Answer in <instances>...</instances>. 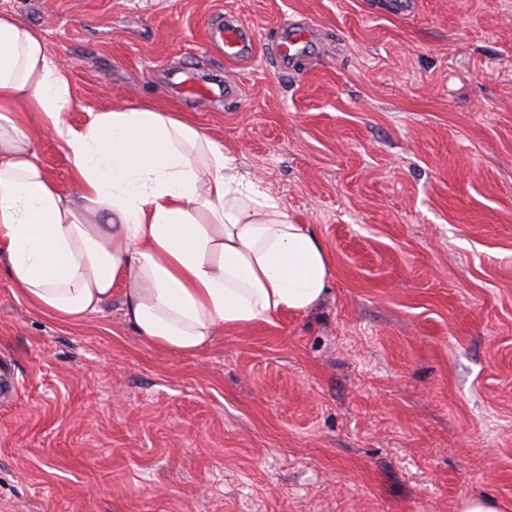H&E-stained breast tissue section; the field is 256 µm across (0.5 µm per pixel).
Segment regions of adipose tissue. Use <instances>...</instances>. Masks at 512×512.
I'll return each mask as SVG.
<instances>
[{
	"instance_id": "obj_1",
	"label": "adipose tissue",
	"mask_w": 512,
	"mask_h": 512,
	"mask_svg": "<svg viewBox=\"0 0 512 512\" xmlns=\"http://www.w3.org/2000/svg\"><path fill=\"white\" fill-rule=\"evenodd\" d=\"M70 103L41 34L0 13V271L30 304L74 324L118 287L142 341L194 355L222 330L325 300L322 240L194 122L109 103L76 128ZM42 133L66 151L70 189L41 163Z\"/></svg>"
}]
</instances>
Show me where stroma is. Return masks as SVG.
Wrapping results in <instances>:
<instances>
[{
    "label": "stroma",
    "instance_id": "obj_1",
    "mask_svg": "<svg viewBox=\"0 0 512 512\" xmlns=\"http://www.w3.org/2000/svg\"><path fill=\"white\" fill-rule=\"evenodd\" d=\"M0 0L68 68V124L180 112L313 227L306 315L182 355L119 301L63 325L0 273V512H454L512 500V0ZM254 34L229 63L206 37ZM296 17L300 70L270 52ZM218 74L199 103L170 77ZM207 33L211 42H222L227 61L242 60L252 51V34L243 22L218 20L208 24ZM183 86V94L199 102H210L213 99L224 96V102L232 101L238 97V90L230 81H224V85L218 83H207L196 81L187 75V78L177 83ZM512 502H505L492 495H474L461 499L454 512H510Z\"/></svg>",
    "mask_w": 512,
    "mask_h": 512
}]
</instances>
